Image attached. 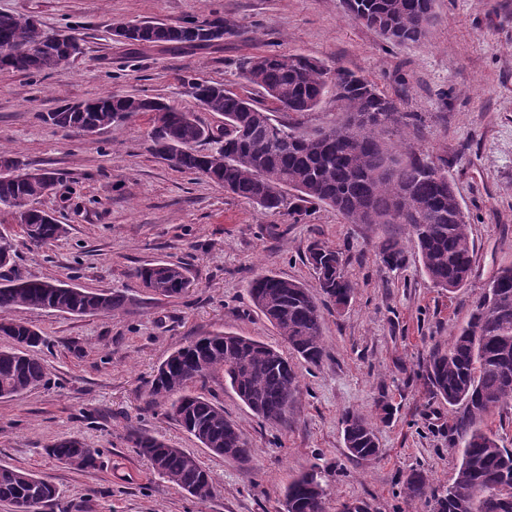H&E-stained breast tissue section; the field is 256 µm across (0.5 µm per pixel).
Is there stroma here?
<instances>
[{"mask_svg": "<svg viewBox=\"0 0 512 512\" xmlns=\"http://www.w3.org/2000/svg\"><path fill=\"white\" fill-rule=\"evenodd\" d=\"M434 10L419 42L394 44L342 0H0V13L35 16L48 33L77 30L83 45L50 74L0 72V147L58 173L37 206L68 233L36 248L4 212L0 230L16 234L21 270L128 299L109 316L17 311L45 338L35 353L47 375L33 391L0 398V464L52 484L68 512H281L288 483L315 464L326 472L328 512L352 503L365 512H427L404 497L407 474L422 471L438 488L460 462L448 438L453 413L429 393L427 360L465 325L496 271L512 265V0H435ZM212 13L233 26L213 47L174 53L110 35L119 21ZM259 52L302 53L353 71L415 115L392 140L443 163L453 179L474 244L467 287L435 288L405 225L350 224L327 205L296 222L177 171L149 151L146 116L92 136L41 119L107 92L196 110L197 80L254 98L238 64ZM196 112L211 127L224 123ZM390 237L405 256L394 270L379 258ZM314 242L341 252L357 293L345 309L325 310L320 365L296 360L299 390L284 424L255 416L223 380L203 386L251 448L245 463L215 455L152 403L150 380L170 352L215 331L283 347L247 283L270 271L315 286L306 259ZM157 261L184 264L188 294L168 300L142 288L135 268ZM384 404L393 410L386 423L378 420ZM347 411L376 420L378 458L350 457L340 424ZM133 430L198 457L214 478L212 495L201 500L161 479L129 441ZM62 438L99 449L96 468L50 457L47 445Z\"/></svg>", "mask_w": 512, "mask_h": 512, "instance_id": "obj_1", "label": "stroma"}]
</instances>
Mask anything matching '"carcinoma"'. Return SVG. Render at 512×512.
<instances>
[{
    "label": "carcinoma",
    "mask_w": 512,
    "mask_h": 512,
    "mask_svg": "<svg viewBox=\"0 0 512 512\" xmlns=\"http://www.w3.org/2000/svg\"><path fill=\"white\" fill-rule=\"evenodd\" d=\"M355 18L389 41L415 43L434 20L433 0H357ZM31 15L0 14V71L28 74L61 69L75 57L62 43L31 49L35 28ZM232 31L224 17L211 14L182 23L140 21L129 36L132 46H164L188 51L218 44L206 28ZM242 79L263 91L264 104L208 81L191 83L197 105L224 117L216 133L194 112L159 98L104 94L80 104H65L41 119L59 128L74 123L99 132L149 116L147 137L153 154L181 172L200 175L270 215L287 213L301 220L320 204L336 209L351 224H405L415 237L424 272L436 288L453 292L466 285L473 267L474 247L469 225L448 171L428 156L402 153L386 136L407 124L411 115L367 78L302 54L260 53L239 62ZM336 102L340 116L329 125L308 128L296 120L316 111L325 99ZM34 167L0 148V211L13 216L23 236L36 247L47 246L66 233V225L46 218L37 199L52 190L58 177H32ZM381 262L398 267L402 250L387 240ZM15 239L0 232V336L13 346L0 349V398L30 391L44 381L41 360L21 351L43 342L39 330L13 317L19 309H50L73 315H110L125 305L122 294L71 287L61 288L32 274L15 271ZM308 263L319 294L303 283L272 272L248 285V294L288 344L309 364L327 356L322 306L347 307L356 282L335 248L321 243L308 250ZM152 294L179 298L191 287L179 263L158 262L137 271ZM226 333L201 337L173 351L158 366L151 396L167 405L168 414L204 448L246 462L248 442L224 407L196 392V385L223 374L242 402L269 424L283 421L297 387L294 370H284L283 353L248 336H234L241 349L224 344ZM432 397L457 408L448 433L457 439L461 461L444 490L430 488L420 471L406 476L403 494L431 507V512H512V450L500 445L484 427L486 417L512 406V265L497 271L474 303L470 318L442 352L435 350L426 366ZM345 447L351 456L369 460L380 448L372 423L364 416H341ZM130 440L155 473L181 490L205 499L212 494L210 471L195 456L163 440L136 431ZM57 461L76 470L97 466L100 452L77 439L47 447ZM31 499L40 507L57 501L56 489L31 471L0 466V500ZM285 497L292 512H326L322 471L313 466L294 478Z\"/></svg>",
    "instance_id": "cac0c4a2"
}]
</instances>
